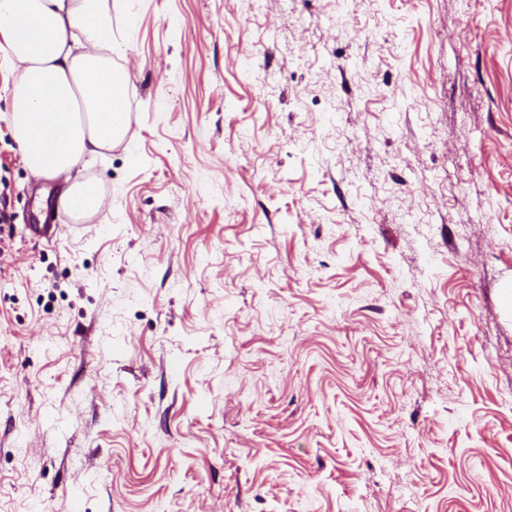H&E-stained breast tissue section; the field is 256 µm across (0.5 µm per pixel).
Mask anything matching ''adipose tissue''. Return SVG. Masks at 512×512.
<instances>
[{
	"label": "adipose tissue",
	"instance_id": "obj_1",
	"mask_svg": "<svg viewBox=\"0 0 512 512\" xmlns=\"http://www.w3.org/2000/svg\"><path fill=\"white\" fill-rule=\"evenodd\" d=\"M0 71L13 140L35 175H69L131 133L129 77L112 62L102 0H0Z\"/></svg>",
	"mask_w": 512,
	"mask_h": 512
}]
</instances>
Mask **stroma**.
Instances as JSON below:
<instances>
[{
  "label": "stroma",
  "mask_w": 512,
  "mask_h": 512,
  "mask_svg": "<svg viewBox=\"0 0 512 512\" xmlns=\"http://www.w3.org/2000/svg\"><path fill=\"white\" fill-rule=\"evenodd\" d=\"M103 6L102 212L0 99V512H512V0ZM60 204L69 207L72 202L73 212L83 216L97 213L104 207V198L97 186L90 181L73 183L60 197Z\"/></svg>",
  "instance_id": "stroma-1"
}]
</instances>
